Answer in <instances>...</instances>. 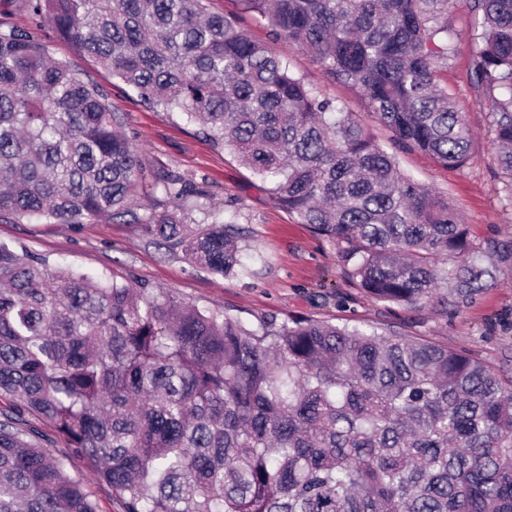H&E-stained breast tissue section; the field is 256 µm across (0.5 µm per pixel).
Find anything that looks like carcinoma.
Listing matches in <instances>:
<instances>
[{
  "mask_svg": "<svg viewBox=\"0 0 512 512\" xmlns=\"http://www.w3.org/2000/svg\"><path fill=\"white\" fill-rule=\"evenodd\" d=\"M209 2L19 0L33 30L0 20V219L128 216L200 268L243 267L237 212L181 178L155 171L167 206L137 212L140 156L106 91L48 55L47 25L237 156L370 298L459 307L481 292L492 272L466 257L448 199ZM239 2L360 92L396 142L470 163L471 128L440 82L456 0ZM466 7L470 85L512 202V0ZM0 402V512H100L78 463L123 512H512V377L477 358L383 328L250 324L4 244Z\"/></svg>",
  "mask_w": 512,
  "mask_h": 512,
  "instance_id": "obj_1",
  "label": "carcinoma"
}]
</instances>
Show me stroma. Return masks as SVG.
Returning a JSON list of instances; mask_svg holds the SVG:
<instances>
[{
    "label": "stroma",
    "mask_w": 512,
    "mask_h": 512,
    "mask_svg": "<svg viewBox=\"0 0 512 512\" xmlns=\"http://www.w3.org/2000/svg\"><path fill=\"white\" fill-rule=\"evenodd\" d=\"M456 56L442 78L472 128L470 164L461 170L439 166L427 154L395 148L390 132L374 125L363 96L329 81L307 54L275 43L294 72L322 95L356 113L399 165L448 198L468 227L473 256L492 266L494 278L461 307L434 301L415 306L378 302L352 282L338 249L318 236L297 214L281 207L264 185L231 154L211 146L194 125L142 105L136 93L113 79L50 27L39 35L50 55L69 61L85 79L106 87L113 112L140 152L146 168L162 167L195 183L219 205L233 204L254 259L246 271L225 277L193 266L181 252L157 247L142 225L109 220L80 225L0 221V243L44 258L52 268H70L95 277L106 273L132 283L172 290L199 307L221 308L247 322L274 313L333 324L390 328L413 338L477 357L504 378L512 377V258L498 247L512 241V205L505 199L496 146L487 114L476 104L468 66L473 45L464 4L448 14Z\"/></svg>",
    "instance_id": "stroma-1"
}]
</instances>
